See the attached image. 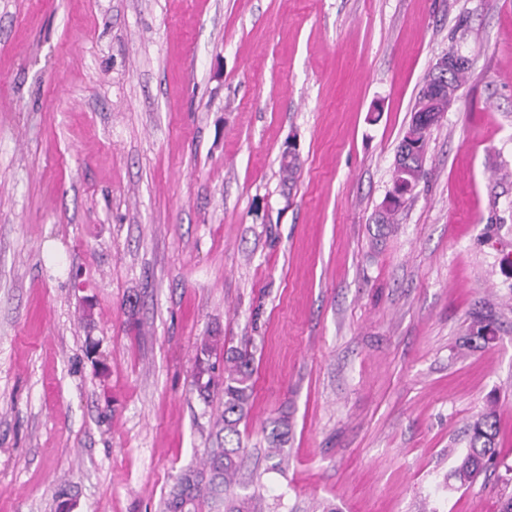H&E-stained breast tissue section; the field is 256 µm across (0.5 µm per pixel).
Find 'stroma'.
Returning a JSON list of instances; mask_svg holds the SVG:
<instances>
[{
	"label": "stroma",
	"mask_w": 512,
	"mask_h": 512,
	"mask_svg": "<svg viewBox=\"0 0 512 512\" xmlns=\"http://www.w3.org/2000/svg\"><path fill=\"white\" fill-rule=\"evenodd\" d=\"M451 46L467 81L380 226ZM244 346L286 512L512 496V0H0V512H163L224 410L194 378ZM491 406L500 463L457 486ZM436 123H421L412 119L407 126L403 137L398 146L393 170L394 184L417 185L425 175L423 169L427 137L430 128ZM415 149V155H411V150ZM405 150H408L405 152ZM270 424L272 427L265 436L268 442L267 459L272 462L271 469H280L288 458V418L281 416Z\"/></svg>",
	"instance_id": "stroma-1"
}]
</instances>
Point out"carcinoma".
Segmentation results:
<instances>
[{
    "instance_id": "carcinoma-1",
    "label": "carcinoma",
    "mask_w": 512,
    "mask_h": 512,
    "mask_svg": "<svg viewBox=\"0 0 512 512\" xmlns=\"http://www.w3.org/2000/svg\"><path fill=\"white\" fill-rule=\"evenodd\" d=\"M468 70H457L450 77L430 71L423 87H434L430 100L432 112H445L454 103V91L462 86ZM432 124L412 121L398 146L393 170L394 183L418 184L425 175L423 169L428 132ZM253 356L246 350H224V411L215 422V438L219 447L210 448L201 466L183 470L175 479L164 503V512H198L206 500L213 512H278L283 495L268 502L259 487L238 480L244 457L239 424L248 411L253 391L251 383ZM288 417L272 421L266 434L267 459L271 468L279 469L288 458ZM498 418L495 410L482 414L470 427L466 452L457 459L453 477L461 486L472 484L489 466L496 463L498 448Z\"/></svg>"
}]
</instances>
